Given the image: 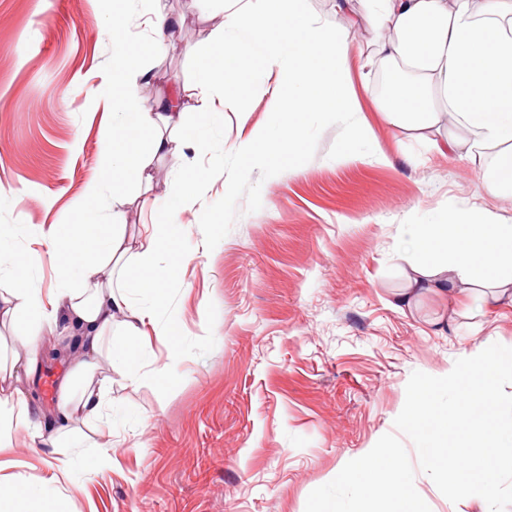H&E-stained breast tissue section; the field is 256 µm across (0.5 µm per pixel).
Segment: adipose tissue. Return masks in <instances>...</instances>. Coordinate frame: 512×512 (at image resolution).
<instances>
[{
  "label": "adipose tissue",
  "instance_id": "1",
  "mask_svg": "<svg viewBox=\"0 0 512 512\" xmlns=\"http://www.w3.org/2000/svg\"><path fill=\"white\" fill-rule=\"evenodd\" d=\"M155 37L132 40L124 23L112 26L115 49L112 92L105 105L112 128L101 141L102 174L84 193L73 224L35 231L56 260L57 288L34 285L32 251L11 254L9 287L0 289V326L18 330L10 360H0V512H57V496L75 483L113 467L112 421L106 412L113 373L134 378L144 366L139 342L166 302L177 262L158 265L170 246L179 215L198 200L201 176L166 183L151 230L130 238L125 208L151 192L157 166L184 150L207 146L203 118L237 110L248 82L270 84V99L283 119L277 137H242L235 153L245 167L279 171L303 150L308 118L323 113L341 120L360 112L350 77V32L355 9L375 33L367 66L397 77L378 106L403 131L425 134L440 124L452 132L439 144L456 152L468 143L470 159L483 169V186L512 196V0H336V23L311 15L303 0H225L219 44L199 58L197 93H169L149 101L140 85L151 74L144 55H162L170 31L182 21L163 0H153ZM222 88L212 102L209 87ZM112 186V221H98L96 203ZM413 262L405 291L394 305L411 308L425 295L478 316L512 304V220L469 208H449L441 221L404 230ZM64 344L66 370L49 425L32 423L23 378L38 364L46 344ZM30 429L32 444L48 464L28 478L12 459L15 427ZM93 448L85 455L83 447ZM393 448L363 453L349 471L360 501L372 512H425L410 473Z\"/></svg>",
  "mask_w": 512,
  "mask_h": 512
}]
</instances>
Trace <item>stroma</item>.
Wrapping results in <instances>:
<instances>
[{
  "mask_svg": "<svg viewBox=\"0 0 512 512\" xmlns=\"http://www.w3.org/2000/svg\"><path fill=\"white\" fill-rule=\"evenodd\" d=\"M165 2L183 26L151 63L148 100L194 89L197 55L223 20L221 0ZM116 15L132 39L151 40L150 0H0V225H13L12 249L36 248L45 290L56 285L55 261L32 232L73 223L101 175ZM372 39L352 31L354 120L371 128L384 161L317 114L292 168L242 167L234 144L272 124L256 83L239 111L211 125L207 151H186L205 191L179 216L178 277L157 317L180 323L186 356L164 385L148 373L115 379L119 464L68 487L61 512H317L330 499L357 512L346 472L368 448L401 449L429 512H451L394 420L412 372L446 375L482 341L512 347V306L444 331L438 299L394 309L406 285L403 230L452 203L511 219L512 197L486 192L464 153L439 154L387 122L377 107L384 74L362 67ZM344 149L353 160L337 161ZM63 371L43 361L31 374L33 421L52 415Z\"/></svg>",
  "mask_w": 512,
  "mask_h": 512,
  "instance_id": "35a3bbf8",
  "label": "stroma"
}]
</instances>
